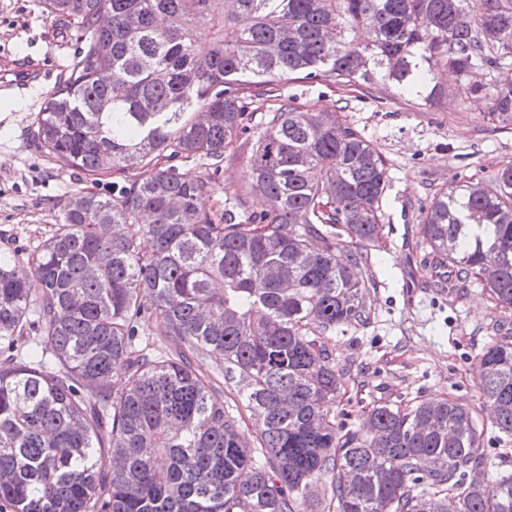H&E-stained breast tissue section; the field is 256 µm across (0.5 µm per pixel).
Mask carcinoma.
Returning a JSON list of instances; mask_svg holds the SVG:
<instances>
[{
  "label": "carcinoma",
  "instance_id": "cac0c4a2",
  "mask_svg": "<svg viewBox=\"0 0 512 512\" xmlns=\"http://www.w3.org/2000/svg\"><path fill=\"white\" fill-rule=\"evenodd\" d=\"M235 2L45 0L81 19L85 46L38 115V144L88 176L139 174L71 196L27 258L0 253V512H512V476L493 497L467 481L482 432L455 400L375 404L359 430L328 416L342 375L321 336L366 318L356 269L383 230L387 162L368 140L334 114L279 108L220 217L211 180L158 164L223 156L247 131L245 101L292 80L385 85L436 110L450 70L512 129V80L474 79L512 67V0ZM250 195L265 208L248 210ZM421 232L429 287L476 283L512 308L511 162L437 193ZM145 318L223 357L258 412V447L184 352L141 339ZM480 366L512 434V343L489 344Z\"/></svg>",
  "mask_w": 512,
  "mask_h": 512
}]
</instances>
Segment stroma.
I'll return each mask as SVG.
<instances>
[{"label": "stroma", "instance_id": "obj_1", "mask_svg": "<svg viewBox=\"0 0 512 512\" xmlns=\"http://www.w3.org/2000/svg\"><path fill=\"white\" fill-rule=\"evenodd\" d=\"M83 47L76 19L47 10L44 0H0V82L26 69L39 81L0 89V253L27 255L51 236L60 205L78 192H106L111 177L96 178L50 158L32 133L49 93L78 59ZM449 84L448 106L425 111L391 89L329 86L293 81L249 98V138L283 104L333 112L359 131L386 158L388 188L381 203L383 236L360 267L368 282L370 316L324 338L344 384L333 415L359 427L372 404L406 406L449 397L469 407L483 429L477 471L493 481L512 474V435L498 430L480 393L479 357L495 336L512 340V309L496 307L478 285L461 291L429 288L428 247L419 227L434 194L451 182L489 176L512 161V130L489 117L485 100L467 98ZM190 176L214 175L209 202L223 211L251 176L246 146L228 149L223 160L163 158Z\"/></svg>", "mask_w": 512, "mask_h": 512}]
</instances>
